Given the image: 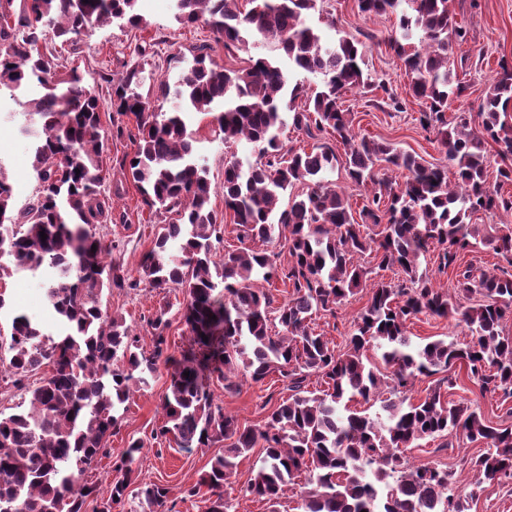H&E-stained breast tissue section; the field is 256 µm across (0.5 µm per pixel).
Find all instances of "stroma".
Instances as JSON below:
<instances>
[{"instance_id":"obj_1","label":"stroma","mask_w":512,"mask_h":512,"mask_svg":"<svg viewBox=\"0 0 512 512\" xmlns=\"http://www.w3.org/2000/svg\"><path fill=\"white\" fill-rule=\"evenodd\" d=\"M453 8L457 21L469 32L467 42L461 47L469 62L459 72L467 90L450 104L447 116L452 119L463 112L473 119L499 60L512 59V0H455ZM138 11L145 19L142 27L132 28L117 22L105 24L79 36L75 44L62 50L58 57L60 72L74 68L83 74L88 88L99 100L101 123L107 129L116 116L109 82L113 73L139 66L151 77L147 90L154 92L159 82L175 83L201 45H209L211 60L227 68L247 66L249 59L269 52L265 42L253 38L235 54L225 53L223 45L215 43L205 23L187 27L176 22L173 0H139ZM305 21L319 28L326 43H335L337 35L343 34L361 44L364 70L377 88L368 94L352 88L343 95L344 108L353 114L356 137L388 141L416 152L429 163L447 165L445 150L435 132L424 130L419 124L420 106L411 97L401 62L387 44L388 35L397 26L395 16H364L357 0H318L316 11L306 15ZM146 42L151 43V50L139 54V47ZM392 94L405 100L404 111L390 107L388 97ZM36 95L33 89L16 95L0 93V170L6 175L19 208L32 203L37 195L30 141L19 132L25 121V103ZM192 128L198 138L197 161L207 168L212 183L211 206L216 213H223L221 184L225 161L234 159L247 167L255 164L258 156L245 144L225 146L206 115H196ZM132 152L133 144L128 138H113L108 142L102 167L104 216L95 231L111 240L113 261L134 277L154 246L156 226L162 218L143 206L139 192L124 178V166ZM0 295L5 298V305L0 308V357H4L8 354L14 315H33L48 327L54 324L55 317L46 308L43 279L31 272L23 271L8 279ZM367 299V291H356L342 302L335 316L315 315L312 328L332 343H343L352 320ZM183 301L184 295L178 288H110L102 295L104 308L125 318L147 353L153 349L148 320L163 311L170 319L165 334L171 352L186 348L189 333L178 312ZM407 335L413 345L422 346L436 339L463 342L468 340L469 331L452 320L420 315L408 321ZM236 384V390L228 391L223 383L215 381L210 385V392L214 404L222 406L243 424L263 425L271 403L281 402L288 395L282 382L273 376L260 383L240 376ZM168 386L167 367H158L121 406L117 433L108 437L104 456L83 475L84 482L96 489L95 496L86 503L85 512H95L96 504L108 498L117 479L112 462L125 453L134 439L141 440L144 447L133 464L135 474L126 490V512H153L152 506L139 493L147 484L166 489L167 512H201L200 498L187 496L186 491L199 482L203 472L209 469L211 459L223 454L225 445L220 442L186 452L154 439L153 434L163 421L161 401ZM477 451V445L468 444L439 452L434 442L425 440L420 447L406 450L404 457L412 464L429 462L451 470L455 493L474 496L471 512H512V482L477 483L467 463ZM260 455L261 450L256 447L239 457L237 468L224 485V498L236 512H267L265 503L246 491Z\"/></svg>"}]
</instances>
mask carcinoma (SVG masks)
Masks as SVG:
<instances>
[{
	"label": "carcinoma",
	"instance_id": "obj_1",
	"mask_svg": "<svg viewBox=\"0 0 512 512\" xmlns=\"http://www.w3.org/2000/svg\"><path fill=\"white\" fill-rule=\"evenodd\" d=\"M137 2L26 0L15 18L11 0L0 4V39L14 29L26 33L11 42V53L0 54V92L41 88L28 101V124L21 128L31 137L38 181L37 198L23 212L14 214L10 185L0 174V280L18 271L40 274L47 304L59 318L53 331L25 314L12 319L10 357L0 359V382L22 388L28 374L44 366L49 372L28 390V408L0 411V512H12L15 505L22 512H83L95 493L82 481L85 468L103 455L118 425L115 412L132 388L161 363L170 369V384L154 437L186 451L231 441L190 489L196 496L207 488L205 512H230L224 482L236 459L258 445L262 458L247 491L270 512H278L281 498L302 476L308 485L302 512H471L472 497L452 491L451 471L429 463L410 466L401 449L428 438L441 440V449L462 439L477 443L485 446L470 458L477 484L512 481V425H494L472 404L450 398L457 386L451 376L417 403L389 398L374 414L349 403H370L384 385L368 366L371 349L381 351L393 368L394 394L409 390L420 376L459 367L481 394L512 398V336L503 335L504 321L512 318V273L458 264L461 254L482 246L512 267V224L487 231L469 221L480 210L512 212V195L488 185L486 156L490 139L502 160H512V63H500L487 87L479 127L463 115L450 121L449 101L466 91L454 53L467 41V30L451 9L454 0H358L368 17L399 16L398 31L387 42L403 61L412 97L420 103V125L440 136L450 172L390 143L356 139L341 95L373 84L364 75L358 41L341 36L327 46L321 32L305 23L318 0H247L246 11L238 0H175L176 19L187 26L204 20L224 51L239 49L251 34L272 44L274 54L226 69L209 61L203 45L177 83L162 84L156 97L141 92V69L112 79V105L119 115L134 118L138 130L128 178L144 205L169 218L132 279L109 260L112 243L91 231L104 213L102 154L109 138L124 135V127L106 130L99 100L83 76L57 74L56 56L42 54L38 41L48 36L65 46L92 26L114 20L140 27L144 18ZM294 73L319 79L321 89L307 95L304 85L291 83ZM169 98L177 103L165 110L161 102ZM143 100L157 111H142ZM197 113L211 116L224 143L244 139L260 156L246 169L236 161L224 164V215L242 234L241 246L218 261L212 239L219 238L224 220L209 209L211 181L196 161L190 123ZM288 119L310 138L318 131L341 140L348 178L372 185L359 213L321 178L337 162L331 146L281 152L279 134ZM390 168L407 171L403 184L378 176ZM298 185L301 191L291 194ZM372 226L377 231L370 232ZM285 229L290 260L283 266L277 253L248 246ZM432 249L438 250V272L455 271L451 290L419 273ZM366 252L380 270L397 267L402 284L369 281L371 271L355 262ZM275 279L291 288L279 304L263 287ZM140 286H175L185 293L182 318L190 340L180 355L168 352L165 314L149 321L153 351L146 354L124 319L103 309V289ZM365 287L367 304L343 348L309 326L318 313L336 316L342 302ZM474 295L480 296L476 303L463 305ZM420 314L454 318L471 340L437 339L413 348L406 323ZM239 371L255 383L275 373L291 392L259 428L224 413L207 391L215 379L233 389L230 375ZM311 373L327 385L320 395L304 390ZM142 448L141 441H131L113 463L120 477L98 512H124L132 464ZM141 495L164 506L166 491L155 484L142 487Z\"/></svg>",
	"mask_w": 512,
	"mask_h": 512
}]
</instances>
